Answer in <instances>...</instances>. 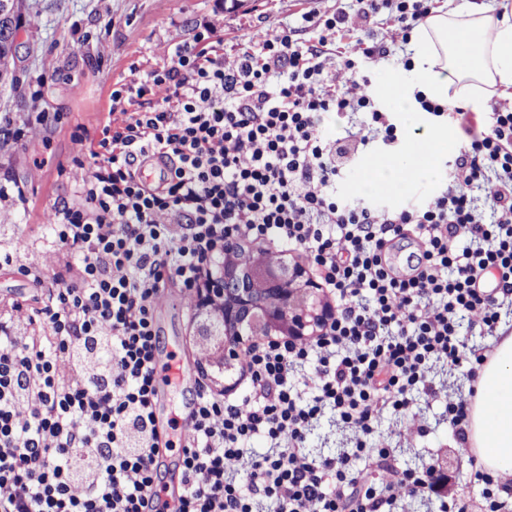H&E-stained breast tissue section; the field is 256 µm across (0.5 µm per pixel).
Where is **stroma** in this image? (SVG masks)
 Returning <instances> with one entry per match:
<instances>
[{
    "instance_id": "stroma-1",
    "label": "stroma",
    "mask_w": 512,
    "mask_h": 512,
    "mask_svg": "<svg viewBox=\"0 0 512 512\" xmlns=\"http://www.w3.org/2000/svg\"><path fill=\"white\" fill-rule=\"evenodd\" d=\"M29 8L18 20L14 69L19 83L0 89V115L22 127L35 108L59 113L45 140L12 141L0 148V186L9 196L0 199V253L13 261L0 265V317L25 321L39 285L23 275L38 267L45 285L58 275L73 278L77 255L55 243L45 213L60 201L79 199V169L73 158V132L98 134L108 119L110 94L116 81L130 79L132 69L162 66L172 36L187 34L213 22L225 45L243 43L258 31L275 32L294 25L304 12L352 9L351 0H243L242 7L222 9L217 0H27ZM89 36L81 52H73L77 38ZM40 84L42 98L32 103L29 87ZM399 127L423 138L429 132L447 133L448 141L433 173L413 181L404 192L385 191L372 196L381 207L401 209L418 205L444 189L463 136L454 123L416 113L407 118L394 112ZM403 146L375 144L355 157L336 179L338 197L365 198L361 185L371 164L397 156ZM168 308L157 315L165 349L184 365L198 368L193 311L185 307L177 286L168 290ZM429 391L420 395L408 417L381 420L372 443L396 449L400 466L437 464L448 478V512H482V486L468 456L454 446L458 438L448 419L449 402L467 397L466 367H435L428 376Z\"/></svg>"
}]
</instances>
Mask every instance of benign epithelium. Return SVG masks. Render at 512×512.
Listing matches in <instances>:
<instances>
[{"label":"benign epithelium","instance_id":"benign-epithelium-1","mask_svg":"<svg viewBox=\"0 0 512 512\" xmlns=\"http://www.w3.org/2000/svg\"><path fill=\"white\" fill-rule=\"evenodd\" d=\"M221 274L206 281L195 300L197 338L214 349V366L230 372L256 336H284L290 342L319 336L335 317L307 268L282 254L236 248ZM219 315L224 331L214 334L208 319Z\"/></svg>","mask_w":512,"mask_h":512}]
</instances>
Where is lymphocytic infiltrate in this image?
Here are the masks:
<instances>
[{
    "mask_svg": "<svg viewBox=\"0 0 512 512\" xmlns=\"http://www.w3.org/2000/svg\"><path fill=\"white\" fill-rule=\"evenodd\" d=\"M356 3L238 48L213 23L174 36L162 67L113 84L116 121L74 136L76 159L91 160L83 202L55 206L47 221L58 246L81 256L78 277L47 288L26 327L0 321V512H155V462L171 445L154 416L155 308L170 282L193 295L244 236L304 258L336 318L309 344L246 346L243 396L198 383L176 512H254L258 500L267 512H393L426 497L432 467L398 466L393 449L364 438L415 405L433 364L485 360L461 334L467 314H480L484 337L512 324V105L484 122L414 90L418 111L469 138L447 187L400 211L340 201L350 156L404 136L371 90L370 71L396 42L373 26L406 41L440 6ZM333 112L368 119L332 140L322 124ZM410 226L422 259L402 275L386 249ZM102 343L112 361L97 371ZM307 365L305 396L292 380ZM328 413L357 441L316 457L307 436ZM257 437L268 454L250 455Z\"/></svg>",
    "mask_w": 512,
    "mask_h": 512,
    "instance_id": "f902f5d3",
    "label": "lymphocytic infiltrate"
}]
</instances>
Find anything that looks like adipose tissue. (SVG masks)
Listing matches in <instances>:
<instances>
[{"label":"adipose tissue","mask_w":512,"mask_h":512,"mask_svg":"<svg viewBox=\"0 0 512 512\" xmlns=\"http://www.w3.org/2000/svg\"><path fill=\"white\" fill-rule=\"evenodd\" d=\"M411 48L417 78L437 100L449 103L456 97L512 87L510 16L439 13L414 30ZM442 148L440 135L427 136L424 145H412L407 154L371 168L366 182L401 190L434 167ZM478 385L463 424V446L488 474L512 473V332L500 337L480 366Z\"/></svg>","instance_id":"obj_1"}]
</instances>
